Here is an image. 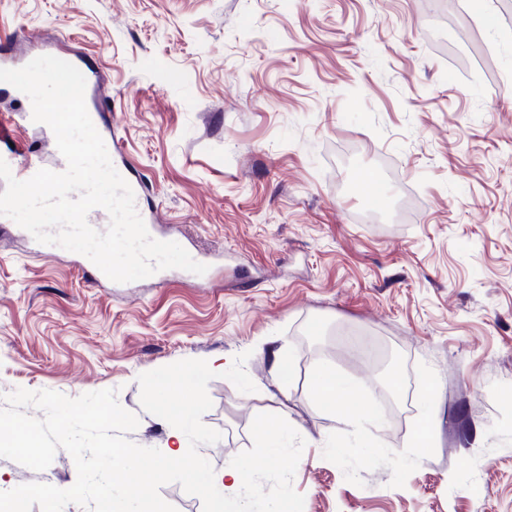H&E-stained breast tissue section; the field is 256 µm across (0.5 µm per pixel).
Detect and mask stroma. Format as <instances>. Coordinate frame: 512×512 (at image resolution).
Returning <instances> with one entry per match:
<instances>
[{
    "mask_svg": "<svg viewBox=\"0 0 512 512\" xmlns=\"http://www.w3.org/2000/svg\"><path fill=\"white\" fill-rule=\"evenodd\" d=\"M443 3L454 23L434 0H0V46L94 65L115 168L169 240L224 257L205 288L182 269L97 288L0 216V396L116 390L130 440L165 453L179 426L147 392L197 365L204 413L179 428L208 469L247 466L246 512H512V0H487L491 29ZM324 363L389 402L373 441L362 406L311 399ZM0 476L77 470L61 449Z\"/></svg>",
    "mask_w": 512,
    "mask_h": 512,
    "instance_id": "obj_1",
    "label": "stroma"
}]
</instances>
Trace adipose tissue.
Instances as JSON below:
<instances>
[{
	"label": "adipose tissue",
	"instance_id": "ef3b65f1",
	"mask_svg": "<svg viewBox=\"0 0 512 512\" xmlns=\"http://www.w3.org/2000/svg\"><path fill=\"white\" fill-rule=\"evenodd\" d=\"M197 375V369L183 367L158 381L149 399L164 418L190 421L200 417L202 405L195 396ZM349 393V388L342 383L334 367L324 364L315 370L312 395L324 409L333 412L344 410ZM175 455L186 464L194 482L204 492L211 494V512H241L232 491L242 477V468L231 467L220 473L204 472L187 448H176Z\"/></svg>",
	"mask_w": 512,
	"mask_h": 512
}]
</instances>
